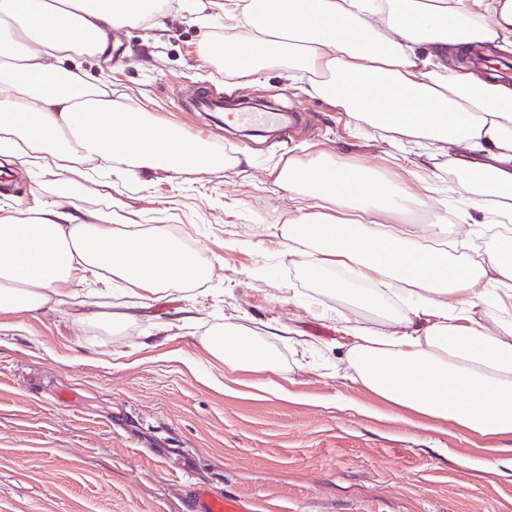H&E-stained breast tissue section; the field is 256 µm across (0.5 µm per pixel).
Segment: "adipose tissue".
<instances>
[{
  "label": "adipose tissue",
  "instance_id": "obj_1",
  "mask_svg": "<svg viewBox=\"0 0 512 512\" xmlns=\"http://www.w3.org/2000/svg\"><path fill=\"white\" fill-rule=\"evenodd\" d=\"M222 39L202 44L229 84L260 82L277 68L307 94L347 113L359 129L389 132L422 150L416 169L440 152L460 157L459 201L477 221L428 225L445 247L422 252L416 234L379 223L414 197L334 155L288 158L276 182L294 217L281 228L282 255L315 280L347 272L351 301L390 325L381 335L344 318L338 368L388 404L469 438L512 439V264L498 250L465 255L479 224L512 222V84L465 69L449 55L490 47L512 53V0H210ZM163 0H0V146L43 170L118 162L128 175L223 170L203 140L130 112L69 61L105 54L113 29L160 20ZM354 208L350 223L308 210L310 200ZM213 261L164 224L89 221L73 192L30 210L0 205V313L38 316L74 282L102 281L139 300L211 279ZM491 317L496 331L486 330ZM243 324L215 328L205 350L230 371L279 374L275 339Z\"/></svg>",
  "mask_w": 512,
  "mask_h": 512
}]
</instances>
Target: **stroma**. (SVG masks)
<instances>
[{"instance_id":"35a3bbf8","label":"stroma","mask_w":512,"mask_h":512,"mask_svg":"<svg viewBox=\"0 0 512 512\" xmlns=\"http://www.w3.org/2000/svg\"><path fill=\"white\" fill-rule=\"evenodd\" d=\"M181 2L170 0L162 23L120 29L114 50L82 57L80 67L128 110L224 156H249L247 171L112 170L83 182L78 203L169 225L206 250L214 275L133 310L120 294L94 295L78 283L39 317L0 313V512H182L194 484L236 493L255 512H512V451L452 427L433 430L336 375L341 317L388 325L318 287L280 252L292 206L270 174L275 165L324 151L396 183L408 177L413 148L354 128L278 70L236 92L250 112L263 102L306 111L289 141L229 133L189 111L192 92L225 87L223 69L200 49L203 34L223 37L224 23L203 19L208 0L195 12ZM428 176L434 206L410 202L381 222L431 224L444 210L449 223H462L447 157ZM70 178L0 155V201L51 200ZM111 311L125 320L111 328L95 321ZM224 323L289 325L290 341L276 345L281 374L225 373L201 343ZM148 336L161 345H145Z\"/></svg>"}]
</instances>
